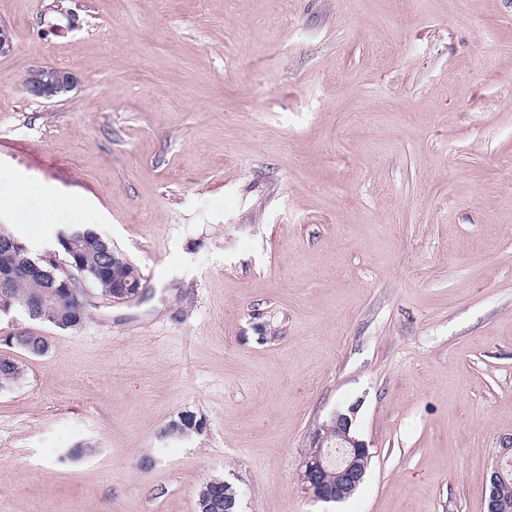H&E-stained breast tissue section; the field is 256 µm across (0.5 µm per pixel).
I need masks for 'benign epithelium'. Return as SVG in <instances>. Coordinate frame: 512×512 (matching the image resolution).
Returning a JSON list of instances; mask_svg holds the SVG:
<instances>
[{
    "instance_id": "obj_1",
    "label": "benign epithelium",
    "mask_w": 512,
    "mask_h": 512,
    "mask_svg": "<svg viewBox=\"0 0 512 512\" xmlns=\"http://www.w3.org/2000/svg\"><path fill=\"white\" fill-rule=\"evenodd\" d=\"M75 71L55 65L35 67L27 72L21 85L24 91L35 99L51 101L69 95L78 85ZM68 251L74 258H66L53 252L43 259L59 271V278L53 279L55 295L61 298H75L82 314H87L91 304L90 293L83 277V264L79 259L76 241L66 239ZM37 266L16 263L0 270V311H8L11 300L9 288L19 275H38ZM141 281L125 279L112 285V301L122 302L134 299L140 293ZM358 406L350 405L344 411L336 412L332 419V430L336 439L327 436L326 426L316 429L312 435V454L307 456L299 474L301 488L314 497L342 501L352 496L364 481L366 460L370 458L368 445L358 439L352 431ZM512 454V437L496 449L494 458L484 474L486 512H500L503 488L507 484L504 460Z\"/></svg>"
}]
</instances>
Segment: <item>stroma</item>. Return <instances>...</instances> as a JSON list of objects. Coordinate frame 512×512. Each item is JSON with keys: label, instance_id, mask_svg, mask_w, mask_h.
Instances as JSON below:
<instances>
[{"label": "stroma", "instance_id": "obj_1", "mask_svg": "<svg viewBox=\"0 0 512 512\" xmlns=\"http://www.w3.org/2000/svg\"><path fill=\"white\" fill-rule=\"evenodd\" d=\"M0 0V174L143 275L61 330L0 315V512H485L512 435V0ZM69 99L27 95L38 65ZM61 227L0 232L32 256ZM46 336L47 354L7 336ZM359 404L348 499L305 493ZM201 432L166 436L181 414ZM78 83L75 71L55 65L32 68L21 79V85L29 96L46 101L66 97ZM357 409L358 405H350L345 411L337 410L333 415L334 442L327 436L326 425L317 428L312 435V456L308 454L304 460L299 483L305 492L315 498L345 500L364 481L370 451L368 445L352 431ZM332 448H336V453ZM512 454V437L496 449L494 458L484 474L486 512H500L504 485H507L504 460ZM219 482L218 485H214V484H209L207 483L205 486H202L198 492V500H197V507H198V511L201 512V501L203 499H205L206 497H208L209 495L211 494H214L216 495V497H219L221 499H215V500H211L209 501L205 507H204V511L206 509V512H237L235 510H233L234 507H236V496L235 498H233L234 496L231 494L230 496L232 497H225V494H224V485H228V486H231V484L225 482V481H221V480H216ZM232 487V486H231ZM224 501V503L222 502Z\"/></svg>", "mask_w": 512, "mask_h": 512}]
</instances>
